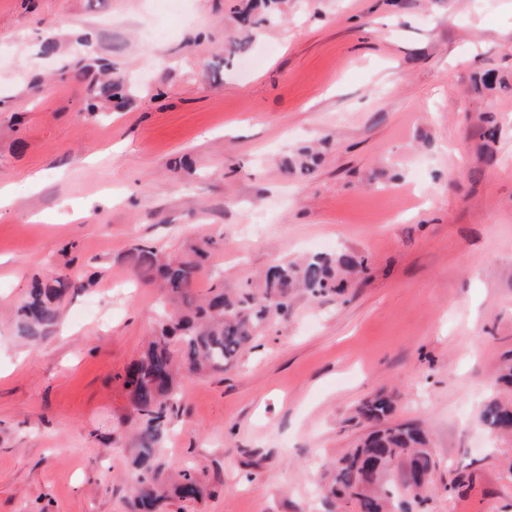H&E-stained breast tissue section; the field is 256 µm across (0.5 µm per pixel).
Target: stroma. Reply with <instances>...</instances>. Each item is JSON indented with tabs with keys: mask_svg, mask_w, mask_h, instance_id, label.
Here are the masks:
<instances>
[{
	"mask_svg": "<svg viewBox=\"0 0 512 512\" xmlns=\"http://www.w3.org/2000/svg\"><path fill=\"white\" fill-rule=\"evenodd\" d=\"M249 5L0 0V512H133L118 374L160 295L131 252L207 239L198 295L321 249L367 270L182 378L161 459L202 495L163 512H325L315 487L379 392L438 460L410 512H512V443L479 420L512 356V0H274L246 27ZM304 147L316 165L289 171ZM60 273L29 345L17 307ZM75 284L67 276L35 279L17 307L16 328L30 342L41 341L58 321L59 304Z\"/></svg>",
	"mask_w": 512,
	"mask_h": 512,
	"instance_id": "35a3bbf8",
	"label": "stroma"
}]
</instances>
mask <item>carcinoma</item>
<instances>
[{"mask_svg":"<svg viewBox=\"0 0 512 512\" xmlns=\"http://www.w3.org/2000/svg\"><path fill=\"white\" fill-rule=\"evenodd\" d=\"M210 245L211 241H203L185 258L161 260L146 247L135 248L131 255L137 274L162 290L165 306L147 347L121 375L139 423V450L131 470L135 512H160L171 493L184 501H194L201 494L192 469L179 470L178 481L171 485L159 461L179 400L178 370L198 374L224 369L238 359L270 317L288 316L297 294L340 295L346 288L345 276L366 267L365 260L352 254H314L299 262L276 264L261 283H248L234 294L213 284L198 297L193 285L203 275ZM73 287L63 275L33 280L17 307L18 335L33 343L42 340L57 323L59 304ZM392 410V400L382 394L356 408L355 418L368 423L371 431L331 464L321 486L328 512H340L348 503L357 512H392L403 507L395 504L398 488L420 499L432 484L437 461L427 433L416 425L387 422ZM479 417L492 433L512 436L511 404L492 397Z\"/></svg>","mask_w":512,"mask_h":512,"instance_id":"1","label":"carcinoma"}]
</instances>
